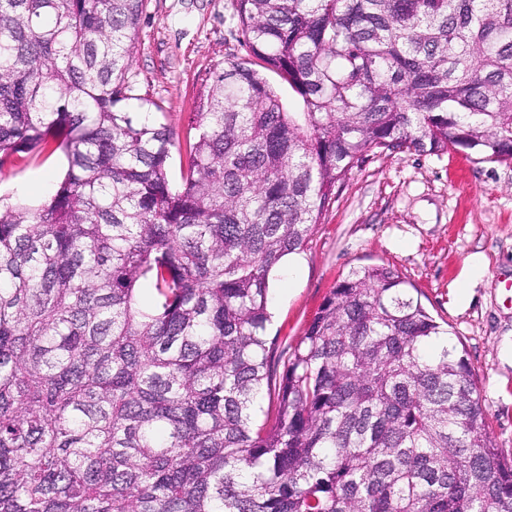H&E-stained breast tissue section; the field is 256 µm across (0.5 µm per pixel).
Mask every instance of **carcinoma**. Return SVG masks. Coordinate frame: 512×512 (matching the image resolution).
Wrapping results in <instances>:
<instances>
[{
  "mask_svg": "<svg viewBox=\"0 0 512 512\" xmlns=\"http://www.w3.org/2000/svg\"><path fill=\"white\" fill-rule=\"evenodd\" d=\"M146 0H0V512H512L467 359L394 270L340 281L275 373L272 272L370 152L512 161V0H238L182 185L118 104ZM301 98L289 112L259 68ZM65 166L66 160L59 152L45 161L21 163L12 175L0 180V197L38 205L53 194Z\"/></svg>",
  "mask_w": 512,
  "mask_h": 512,
  "instance_id": "cac0c4a2",
  "label": "carcinoma"
}]
</instances>
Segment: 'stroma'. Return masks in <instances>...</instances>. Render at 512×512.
I'll list each match as a JSON object with an SVG mask.
<instances>
[{
    "instance_id": "1",
    "label": "stroma",
    "mask_w": 512,
    "mask_h": 512,
    "mask_svg": "<svg viewBox=\"0 0 512 512\" xmlns=\"http://www.w3.org/2000/svg\"><path fill=\"white\" fill-rule=\"evenodd\" d=\"M237 0H148L132 49L133 91L122 108L151 110L154 122L185 137L213 68L246 56ZM62 154L19 164L0 180V197L37 205L53 194ZM486 268L467 305L454 292L469 257ZM272 280L270 336L294 346L336 285L364 266L396 270L422 305L447 324L466 355L488 430L512 459V162H481L463 151L378 153L337 186L304 251Z\"/></svg>"
}]
</instances>
